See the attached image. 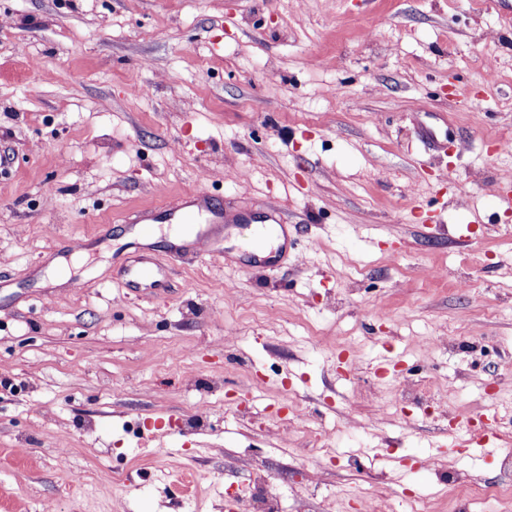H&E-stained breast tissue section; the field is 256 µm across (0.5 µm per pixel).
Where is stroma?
I'll use <instances>...</instances> for the list:
<instances>
[{"label": "stroma", "mask_w": 512, "mask_h": 512, "mask_svg": "<svg viewBox=\"0 0 512 512\" xmlns=\"http://www.w3.org/2000/svg\"><path fill=\"white\" fill-rule=\"evenodd\" d=\"M502 137L512 0H0V512H247L257 472L278 512H496L458 480L512 485ZM199 191L275 203L287 257L126 221ZM138 263L140 265L131 266L125 271L130 286L152 287L164 276L162 268L158 265H150L151 262L145 259H141Z\"/></svg>", "instance_id": "obj_1"}]
</instances>
